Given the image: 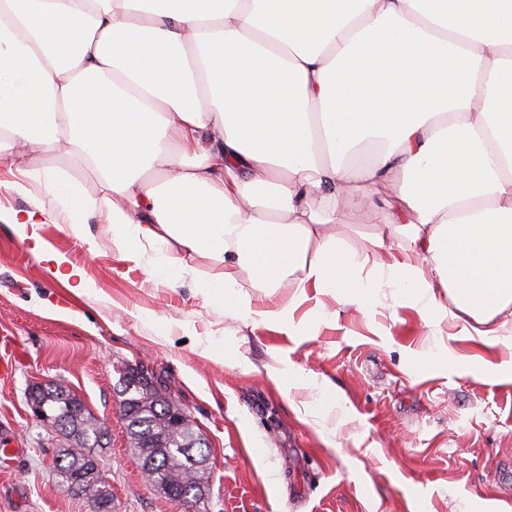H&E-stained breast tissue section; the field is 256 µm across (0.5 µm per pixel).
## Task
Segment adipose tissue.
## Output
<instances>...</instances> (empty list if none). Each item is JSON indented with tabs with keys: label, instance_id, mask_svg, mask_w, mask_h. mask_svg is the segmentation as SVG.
Listing matches in <instances>:
<instances>
[{
	"label": "adipose tissue",
	"instance_id": "obj_1",
	"mask_svg": "<svg viewBox=\"0 0 512 512\" xmlns=\"http://www.w3.org/2000/svg\"><path fill=\"white\" fill-rule=\"evenodd\" d=\"M0 167L41 197L0 220L75 295L96 286L34 232L58 216L134 260L166 247L163 277L292 336L324 317L296 318L310 293L369 315L388 288L452 325L433 362L512 346V0H0ZM381 179L403 185L386 224L327 232ZM244 272L294 292L253 310ZM44 162L48 166L58 167L67 171L73 178H75L82 184V186L87 192L91 194L98 193L99 188L96 182L91 178V176H89L82 170L72 166L68 159H66L65 157L55 154L53 152H49L44 156Z\"/></svg>",
	"mask_w": 512,
	"mask_h": 512
}]
</instances>
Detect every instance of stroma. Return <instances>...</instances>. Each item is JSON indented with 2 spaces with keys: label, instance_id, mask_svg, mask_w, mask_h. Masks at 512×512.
Instances as JSON below:
<instances>
[{
  "label": "stroma",
  "instance_id": "35a3bbf8",
  "mask_svg": "<svg viewBox=\"0 0 512 512\" xmlns=\"http://www.w3.org/2000/svg\"><path fill=\"white\" fill-rule=\"evenodd\" d=\"M400 200L378 182L370 202L347 199L350 236L386 223ZM99 252L59 225L39 234L84 267L97 293L74 296L0 222V512H91L56 482L52 462L69 442L28 404L51 383L79 397L109 438L95 454L112 512H182L143 477L120 413L123 373L144 367L188 413L210 449V495L198 512H512V381L492 373L416 368L439 349L438 328L417 307L385 304L364 317L330 297L312 335L225 314L191 276L157 283L143 261L121 257L108 225L89 221ZM154 312L144 325L135 310ZM222 346L225 359L203 353ZM314 380L290 388L286 370ZM340 395L334 408L320 383ZM335 428L324 442L323 427Z\"/></svg>",
  "mask_w": 512,
  "mask_h": 512
}]
</instances>
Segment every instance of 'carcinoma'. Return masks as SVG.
Listing matches in <instances>:
<instances>
[{
	"label": "carcinoma",
	"instance_id": "obj_1",
	"mask_svg": "<svg viewBox=\"0 0 512 512\" xmlns=\"http://www.w3.org/2000/svg\"><path fill=\"white\" fill-rule=\"evenodd\" d=\"M50 408L67 415L77 406L74 395L59 388H47ZM124 404L130 410L125 420L129 448L141 463L151 465L158 489L170 498L181 494H196L204 500L208 489L209 458L203 450L205 439L193 425L173 429L166 420L165 409L170 402L153 385L123 389ZM108 429L93 416L85 414L77 421L72 447L55 458L53 468L65 486L78 484L82 495H91L102 502H112V492L104 481L86 477L91 449L102 447Z\"/></svg>",
	"mask_w": 512,
	"mask_h": 512
}]
</instances>
